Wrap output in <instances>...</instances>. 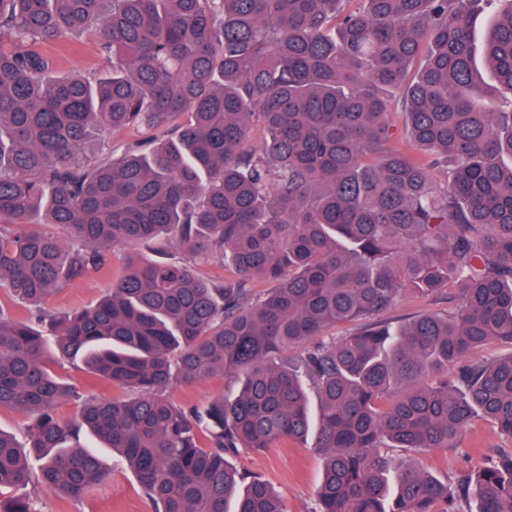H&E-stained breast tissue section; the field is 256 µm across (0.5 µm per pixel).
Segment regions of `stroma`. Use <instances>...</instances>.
<instances>
[{"mask_svg":"<svg viewBox=\"0 0 512 512\" xmlns=\"http://www.w3.org/2000/svg\"><path fill=\"white\" fill-rule=\"evenodd\" d=\"M60 73L94 77L111 70V63L97 52L93 34H85L76 50L60 53ZM112 283L111 275H94L59 289L46 301L57 312H71L94 304L105 295ZM240 387L238 377L227 376L203 381L192 386H175L169 397L182 406H200L218 394L235 395ZM512 452V439L493 434L490 424L476 419L458 439L454 447L413 452L389 449L399 461L415 462L420 468L442 481L456 480L466 471ZM103 463L110 469L109 483L93 490L81 502L66 504L49 492H42V512H152L149 500L126 462L111 449L100 451ZM241 469L258 474L278 492L285 512H314L316 488L320 480L322 458L313 449L298 443L276 445L254 451L240 450L233 459Z\"/></svg>","mask_w":512,"mask_h":512,"instance_id":"obj_1","label":"stroma"}]
</instances>
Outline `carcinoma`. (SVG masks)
Listing matches in <instances>:
<instances>
[{"mask_svg":"<svg viewBox=\"0 0 512 512\" xmlns=\"http://www.w3.org/2000/svg\"><path fill=\"white\" fill-rule=\"evenodd\" d=\"M88 31L112 72L54 76L46 47ZM171 238L178 262L138 251ZM117 249L95 305L44 306ZM215 260L237 277L200 279ZM406 292L448 309L382 318ZM0 294L30 312L0 300V411L31 416L23 443L0 430V512L105 484L89 434L154 512H284L231 459L308 438L315 512H512V458L450 488L378 452L448 448L477 418L512 439V355L469 359L512 344V0H0ZM239 374L202 409L167 396ZM70 382L80 391H96L109 398L122 399L128 396V392L120 387L102 385L91 380L85 373L79 370H69Z\"/></svg>","mask_w":512,"mask_h":512,"instance_id":"carcinoma-1","label":"carcinoma"}]
</instances>
